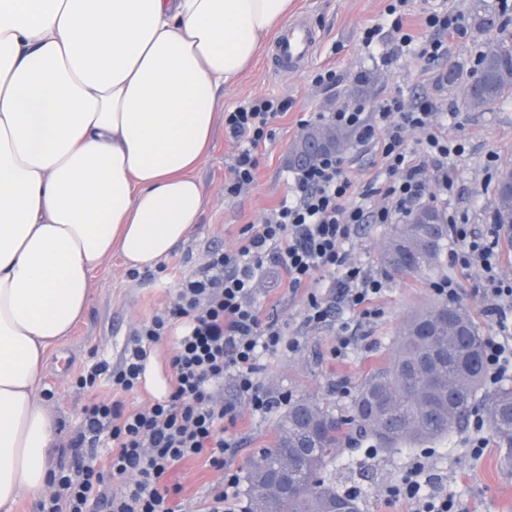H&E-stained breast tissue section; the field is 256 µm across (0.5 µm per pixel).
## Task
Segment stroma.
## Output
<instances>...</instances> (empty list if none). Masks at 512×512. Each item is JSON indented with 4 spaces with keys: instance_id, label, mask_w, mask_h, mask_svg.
Returning <instances> with one entry per match:
<instances>
[{
    "instance_id": "35a3bbf8",
    "label": "stroma",
    "mask_w": 512,
    "mask_h": 512,
    "mask_svg": "<svg viewBox=\"0 0 512 512\" xmlns=\"http://www.w3.org/2000/svg\"><path fill=\"white\" fill-rule=\"evenodd\" d=\"M390 2L296 0V15L306 17L320 37L312 62L279 77L269 72L267 59L262 56L242 79L225 86L221 97L228 111L251 96L280 95L290 102L288 112L275 122V138L258 150L256 182L240 196L225 198L224 177L236 147L223 132H216L213 149L196 172L204 193L200 221L164 258V270L155 272L150 280L133 278L116 255L93 274L87 309L70 335L49 349L42 374L40 391L54 420L56 443L66 442L81 419L89 394L77 382L82 370L99 360L116 361L133 325L151 318L172 300L183 272L201 262L209 248L232 249L240 229L257 223L266 209L287 194L291 179L288 156L303 131L302 121L314 124L318 113L354 102L372 105L395 94L411 102L432 99L439 106L449 138L465 147L463 156L450 161L458 172L457 194L449 200H434L433 205L446 215L465 214L479 231L490 223L494 185L500 172L512 167V97L484 111L471 112L463 105V89L474 73L476 50L484 48L493 34L468 28L465 35L449 40L447 54L432 70L424 71L413 56L393 54L389 37H381L370 47L361 42L364 29L380 23ZM500 2L408 0V21L419 25L427 11L469 18L481 8L495 14L512 32V10L501 13ZM327 67L337 72L330 87L315 81L316 74ZM451 69L459 73L452 84L445 79ZM391 230L388 224H366L353 240L356 260L369 275L382 278L384 289L375 303L379 316L351 320L355 341L345 357L332 354L335 326L313 329L304 323L303 294L293 295L284 289L259 294L264 313H278L288 334L301 339L297 352L260 358V377L271 395L287 393L294 398L316 399L334 407L337 416L348 417L363 380L389 358L399 326L416 309L435 302L433 283L449 278L459 288L457 305L470 312L482 335L495 334V319L483 312V283L478 272L453 263L449 253H442L438 269L427 276L412 278L387 272L380 256ZM224 399L237 405L239 446L230 461L243 474L262 451L271 448L278 415L253 413L229 380L224 383ZM470 434L466 428L443 439L388 450L368 441L356 443L337 458L329 475L339 493L357 492L361 512H412V502L388 498L385 490L418 467L434 477L444 492L459 499L465 512H512V464L504 462L501 449L493 442L481 456L472 457ZM223 479V472L202 459L178 464L169 476L170 482L182 487L177 501L183 512H198Z\"/></svg>"
}]
</instances>
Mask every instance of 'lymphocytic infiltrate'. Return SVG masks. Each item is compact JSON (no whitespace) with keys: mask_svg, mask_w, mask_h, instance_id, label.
<instances>
[{"mask_svg":"<svg viewBox=\"0 0 512 512\" xmlns=\"http://www.w3.org/2000/svg\"><path fill=\"white\" fill-rule=\"evenodd\" d=\"M406 3L398 0L387 7L393 16L394 49L412 53L426 68L445 55L444 36L460 35L463 29L431 12L420 30H413L397 11ZM287 110L286 100L253 96L225 113L224 131L237 145L224 180L225 197H237L254 184L257 151L273 139L274 122ZM327 120L351 130L359 143L375 151L384 185H359L344 157H323L295 170L287 195L265 211L260 223L242 227L235 250H210L195 270L182 275L172 302L134 328L116 362H99L80 375L85 388L106 379L113 398L83 406L81 421L51 476L53 491L38 501L36 512H175L173 501L181 488L166 477L194 458L206 459L224 473L202 512H249L239 498V473L227 460L238 445L228 432L238 412L225 402L221 389L232 381L253 412H271L278 401L257 376L258 358L299 346L278 320L261 313L257 295L266 270L276 267L289 293H306L307 323L328 321L331 288L341 309L374 315L373 303L384 285L351 255L349 243L357 230L364 224L401 221L427 193L448 198L458 184L448 159L462 154L464 146L449 138L432 100L410 103L396 95L370 109L362 104L337 108ZM409 129L421 135L417 147L405 140ZM448 234L458 246V263L481 271L486 310L498 319V334L484 339L486 378L494 384L512 367V323L507 320L512 282L498 272L500 240H512V231L496 224L484 237L470 224L453 220ZM167 337L175 342L167 391L144 406L126 407L123 395L138 390L153 346ZM420 488L411 474L387 493L412 501L417 512H460L448 494L424 495Z\"/></svg>","mask_w":512,"mask_h":512,"instance_id":"obj_1","label":"lymphocytic infiltrate"}]
</instances>
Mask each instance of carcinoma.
Wrapping results in <instances>:
<instances>
[{"instance_id":"carcinoma-1","label":"carcinoma","mask_w":512,"mask_h":512,"mask_svg":"<svg viewBox=\"0 0 512 512\" xmlns=\"http://www.w3.org/2000/svg\"><path fill=\"white\" fill-rule=\"evenodd\" d=\"M511 95L512 33L502 28L499 38L485 46L463 103L480 111ZM350 140L340 127H311L292 147L289 162L294 168L306 166L323 154L344 151ZM493 194L492 223L512 224V181L497 179ZM447 244V219L426 206L396 225L381 261L389 272L428 275ZM483 341L465 309L438 300L401 324L391 357L358 389L349 422L316 400H289L276 424L274 446L247 473L249 512H329L337 498L351 501L360 512L356 496L336 492L328 468L355 438L397 448L461 430L484 383ZM484 409L492 437L511 458L512 384L497 386L485 398ZM286 459L290 491L271 498L267 478L280 472Z\"/></svg>"}]
</instances>
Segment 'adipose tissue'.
<instances>
[{"instance_id":"1","label":"adipose tissue","mask_w":512,"mask_h":512,"mask_svg":"<svg viewBox=\"0 0 512 512\" xmlns=\"http://www.w3.org/2000/svg\"><path fill=\"white\" fill-rule=\"evenodd\" d=\"M294 0H0V512L51 474V346L112 254L154 268L198 223L224 85Z\"/></svg>"}]
</instances>
